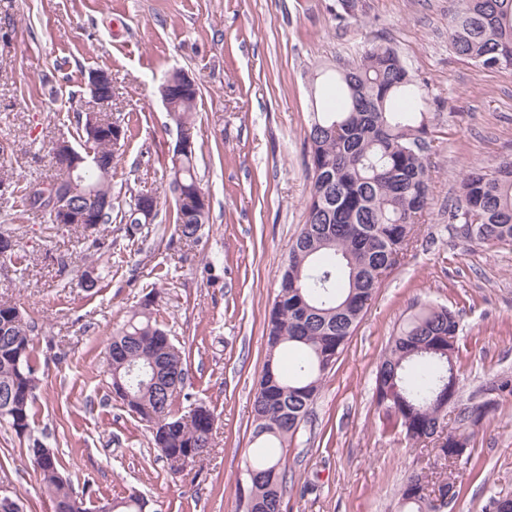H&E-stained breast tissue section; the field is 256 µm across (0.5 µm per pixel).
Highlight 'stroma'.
Wrapping results in <instances>:
<instances>
[{
	"label": "stroma",
	"instance_id": "1",
	"mask_svg": "<svg viewBox=\"0 0 512 512\" xmlns=\"http://www.w3.org/2000/svg\"><path fill=\"white\" fill-rule=\"evenodd\" d=\"M338 22L337 0H0V228L20 243L0 267V298L38 322L33 435L56 452L89 512L137 491L151 512H238L236 487L252 448V404L266 355L264 313L279 290L288 244L306 220L311 175L305 132L312 73L396 48L436 105L430 126V204L406 257L386 277L280 454L286 512H397L398 490L420 470L462 484L451 512H485L512 493V403L479 430L470 464L383 431L376 367L416 305L459 313L460 400L484 399L512 376V247L477 246L448 222L457 179L478 162L512 157V68L486 70L448 46L456 0H362ZM112 77L105 118L127 129L112 174L126 204L153 194L141 234L100 226L97 245L25 204L31 181L53 179L50 149L79 145L90 71ZM182 70L200 88L190 135L210 222L195 243L174 236L166 171L179 130L159 94ZM98 279L81 286L84 272ZM188 355L173 413L205 406L214 445L173 471L148 424L112 394L104 348L144 302ZM21 512H55L26 443L0 425V486Z\"/></svg>",
	"mask_w": 512,
	"mask_h": 512
}]
</instances>
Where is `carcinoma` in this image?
Segmentation results:
<instances>
[{
  "mask_svg": "<svg viewBox=\"0 0 512 512\" xmlns=\"http://www.w3.org/2000/svg\"><path fill=\"white\" fill-rule=\"evenodd\" d=\"M454 53L484 68L512 67V0H458L448 19ZM335 104L312 99L306 131L311 189L307 220L288 246L279 292L265 313L266 356L253 409L255 447L248 452L244 483L237 487L242 512H283L286 467L272 448L292 440L320 394L349 338L382 283L405 258L417 235L429 195L430 98L387 42L365 50L357 63L328 76ZM168 112L179 128L190 123L199 89L169 76ZM99 160L75 173L52 157L57 192L75 207L87 197H112L117 152L107 131L95 143ZM169 186L176 193L175 232L191 242L209 223L210 201L200 199L195 152L170 159ZM156 199L134 196L128 209L114 202L94 211L90 224L112 223L113 213L133 236L154 217ZM448 222L477 245L512 246V160L478 163L457 184ZM0 299V424L31 438L37 378L31 364L35 320ZM461 319L445 306L425 304L391 338L375 376L374 399L385 431L400 430L416 443H432L453 466L472 459V441L489 416L512 400V378L492 385L495 396L458 404V334ZM161 363L159 382L147 385L150 359ZM112 393L150 424L165 459H203L212 450L214 417L197 406L172 412L188 375L185 349L159 327L145 303L112 335L104 351ZM57 512H85L60 472L54 451L33 440L28 448ZM428 477L409 476L398 492V512H447L460 488L454 481L431 496ZM136 493L112 500V512H144ZM485 512H512V495L489 496Z\"/></svg>",
  "mask_w": 512,
  "mask_h": 512,
  "instance_id": "obj_1",
  "label": "carcinoma"
}]
</instances>
